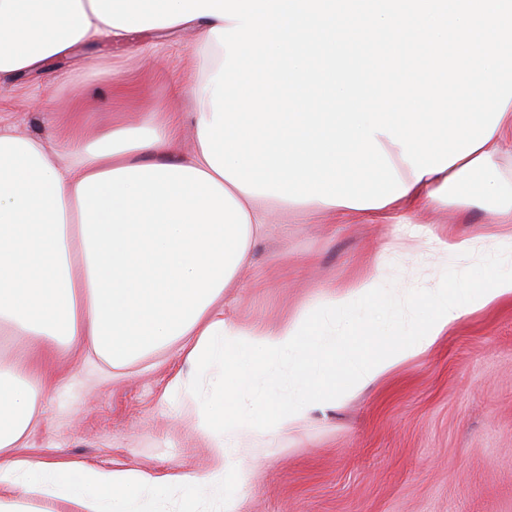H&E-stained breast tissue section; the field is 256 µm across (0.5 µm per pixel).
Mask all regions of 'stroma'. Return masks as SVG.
<instances>
[{"instance_id":"1","label":"stroma","mask_w":512,"mask_h":512,"mask_svg":"<svg viewBox=\"0 0 512 512\" xmlns=\"http://www.w3.org/2000/svg\"><path fill=\"white\" fill-rule=\"evenodd\" d=\"M195 34L161 28L101 39L39 74L0 81V126L52 139L56 120L84 103L88 136L117 123L138 125L149 112H190V96L174 85L199 77ZM127 87L112 95L108 72ZM273 227L252 242L243 287L225 292L227 309L243 328L274 329L306 310L324 286L349 288L378 271L376 300L352 303L336 316L337 334L362 328L354 342L374 347L405 342L429 313L422 295L455 286L458 270L471 281L510 275L499 263L485 208L469 223L451 209L424 213L420 223L441 235L478 239L480 257L466 261L417 249L389 224H338L322 210L269 204ZM390 242L386 255L377 247ZM54 388H40L43 425L28 452L50 463L200 476L214 464L196 429L199 402L169 394L171 379L191 368L168 352L147 353L131 367L87 353L82 339L47 341ZM261 458L250 484L226 467L222 493L198 497L190 487L160 490L135 512H219L223 499L237 512H512V301L459 321L428 352L363 390L309 413L296 428L246 444Z\"/></svg>"}]
</instances>
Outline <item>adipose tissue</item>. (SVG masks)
<instances>
[{
	"mask_svg": "<svg viewBox=\"0 0 512 512\" xmlns=\"http://www.w3.org/2000/svg\"><path fill=\"white\" fill-rule=\"evenodd\" d=\"M145 21L142 0H0V76L41 71ZM232 25L212 15L190 22L209 74L217 73L225 56L213 30ZM189 92L196 103L190 115L171 112L160 121L151 113L140 127L113 130L101 141L86 139L83 112L67 113L57 134L64 149L54 161L43 139L0 130V335L34 344L48 336L81 337L88 350L121 364L163 350L192 365L223 359L224 374L214 382L223 399L206 405L199 420L214 453L213 468L192 480L204 492L223 486L224 458L228 449L241 447L244 435L289 429L313 402L335 396L328 371L337 358L346 357L351 386L370 385L429 350L466 315L512 299V276L433 292L431 313L417 325L412 343L391 342L371 352L349 344L322 346L312 338L351 301L377 294L374 273L363 276L358 288L326 290L280 328L235 327L224 314V291L237 287L250 241L271 229L269 198L220 176L201 146L175 158L183 123L197 130L213 116L210 84ZM377 140L406 194L377 209L326 205L335 222L404 224L435 250L467 258L475 240L435 237L417 215L448 204L464 220L470 208L487 204L493 223L512 225V176L500 165L502 154L512 152V103L485 145L419 179L400 146L384 134ZM277 362L288 363L312 390L281 402L254 393L258 372ZM33 377L29 362L0 366V451L23 447L40 422ZM166 483L145 472L51 465L18 454L0 462V487L21 485L42 499L64 492L79 512H130L135 498Z\"/></svg>",
	"mask_w": 512,
	"mask_h": 512,
	"instance_id": "obj_1",
	"label": "adipose tissue"
}]
</instances>
